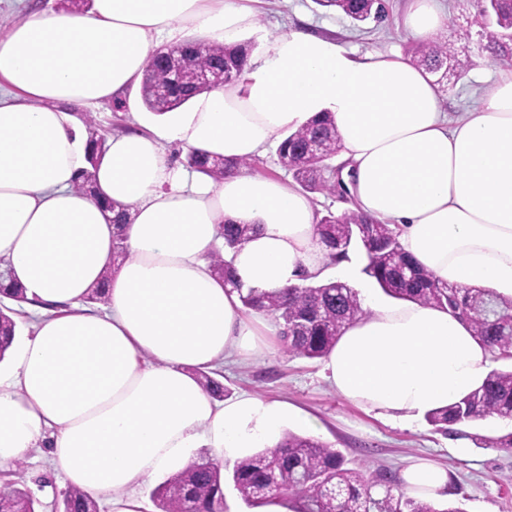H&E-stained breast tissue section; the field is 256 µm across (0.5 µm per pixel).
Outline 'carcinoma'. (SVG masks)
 Wrapping results in <instances>:
<instances>
[{
  "instance_id": "carcinoma-1",
  "label": "carcinoma",
  "mask_w": 512,
  "mask_h": 512,
  "mask_svg": "<svg viewBox=\"0 0 512 512\" xmlns=\"http://www.w3.org/2000/svg\"><path fill=\"white\" fill-rule=\"evenodd\" d=\"M323 8L339 12L356 23L382 19L383 0H316ZM484 13L495 21L496 30L486 32L478 51L492 62H512V0H488ZM252 44L244 41L234 45L196 42L185 47H161L151 56L147 67L167 83L169 94L158 101L147 86L140 95L145 108L156 114L174 112L188 99L202 91L193 81L197 71L204 69L220 78L241 76ZM410 63L433 74L444 69L461 78L474 65L468 47L450 40L435 38L412 44ZM83 122L90 135V162L94 163L105 150L106 139L100 136L95 120L87 115ZM324 144L317 152L307 150L310 142ZM342 150L332 115L322 113L310 122L292 130L278 146L281 167L308 192H336L331 177L330 160ZM185 166L191 172H202L213 181L251 166V162L211 158L199 152L186 156ZM82 193L98 197L95 175L83 171L75 182ZM316 231L330 249L336 262L347 257L348 248L360 234L366 255L363 272L374 279L382 292L395 300L417 302L444 309L464 321L473 335L492 354L512 360V298L497 294L490 288L456 287L439 284L431 273L414 262L402 249L398 234L384 224L359 211L341 214L331 211L316 216ZM249 224H223V245L214 249L210 263L214 273L234 282L228 254L249 238ZM112 276V265L103 271L102 280L90 288L86 302L106 304L105 286ZM243 306L259 310L275 318L281 329L279 341L285 353L306 359H320L333 349L345 326L366 314L358 294L349 285L333 280L294 285L262 296L248 293ZM14 310L0 309V360L4 358L16 334ZM203 387L222 399L224 384L205 372L198 373ZM512 417V368L491 371L484 383L461 402L427 414L428 423L437 431L488 416ZM475 444L512 449V432L496 438L476 437ZM233 482L241 497L253 507L289 506L294 512H462L455 505L426 502L400 493L386 491L381 499L371 493V484L362 471L347 466L342 452L311 436L286 432L273 450L264 449L237 461ZM0 500L12 512H39L40 502L17 481L0 486ZM159 512H224V474L222 465L201 458L185 470L171 476L152 492ZM95 499L82 490L70 487L64 493L59 512H95Z\"/></svg>"
}]
</instances>
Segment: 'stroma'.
Here are the masks:
<instances>
[{"label":"stroma","mask_w":512,"mask_h":512,"mask_svg":"<svg viewBox=\"0 0 512 512\" xmlns=\"http://www.w3.org/2000/svg\"><path fill=\"white\" fill-rule=\"evenodd\" d=\"M408 4L409 0H387L384 21L358 26L340 13L322 9L315 0H261L258 30L248 39L256 45L261 33L298 29L330 39L360 56H404L413 42L403 26ZM498 71L497 64L479 57L461 79H448L442 87L447 111L471 110L479 90L489 85ZM68 111L77 119L92 114L104 136L129 127L136 119L146 127L155 122L137 98L121 104L110 100L72 105ZM265 340L270 351L263 360L239 359L213 370V377L224 383L229 397L250 393L285 400L308 412L314 424L305 428V435L340 448L351 466L363 469L368 479L374 480L382 472L397 478L410 464L433 461L447 471L452 500L464 512H512V449L476 447L472 438L484 434L483 421L458 425L456 433L448 435L424 421L411 428L385 422L337 394L321 375V360L286 355L277 332L267 333ZM23 466L25 484L42 503L41 512H56L66 486L46 451H31Z\"/></svg>","instance_id":"stroma-1"}]
</instances>
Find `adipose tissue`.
<instances>
[{"label": "adipose tissue", "mask_w": 512, "mask_h": 512, "mask_svg": "<svg viewBox=\"0 0 512 512\" xmlns=\"http://www.w3.org/2000/svg\"><path fill=\"white\" fill-rule=\"evenodd\" d=\"M255 23L252 0H93L86 12L32 14L0 37V259L42 312L0 368V466L45 444L70 486L112 512H141L140 481L184 470L196 449L235 461L308 424L285 401L216 400L197 374L268 353V322L245 313L241 292L346 280L358 261L331 262L297 189L242 172L214 183L172 163L170 144L252 159L331 113L352 208L400 228L403 250L440 284L512 297V72L452 120L434 76L401 56L275 33L236 82L191 96L149 131L113 133L93 168L97 197L74 190L89 138L65 105L132 92L160 43H239ZM403 24L428 40L446 12L440 0H411ZM112 203L130 205L128 224H112ZM227 221L254 227L229 255L237 290L208 260ZM120 250L128 259L113 263ZM110 263L108 305L96 313L82 301ZM362 298L367 316L323 362L342 397L409 424L482 385L492 355L463 321L369 285ZM403 488L433 501L448 474L414 464Z\"/></svg>", "instance_id": "adipose-tissue-1"}]
</instances>
